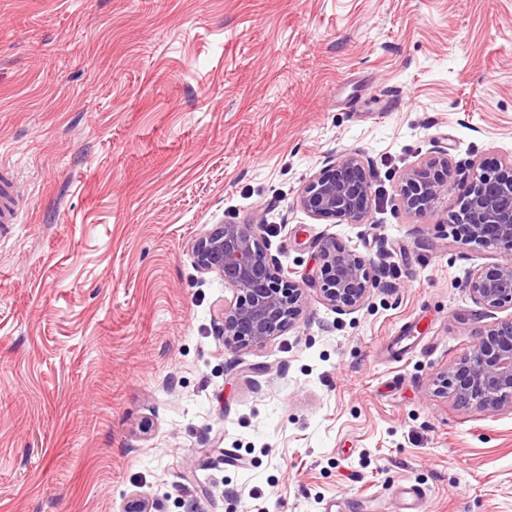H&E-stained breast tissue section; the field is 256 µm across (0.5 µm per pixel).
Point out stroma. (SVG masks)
I'll return each mask as SVG.
<instances>
[{
    "label": "stroma",
    "mask_w": 512,
    "mask_h": 512,
    "mask_svg": "<svg viewBox=\"0 0 512 512\" xmlns=\"http://www.w3.org/2000/svg\"><path fill=\"white\" fill-rule=\"evenodd\" d=\"M349 152L366 220L311 217L302 186ZM430 158L456 193L512 163V0H0V512H396L401 485L512 512V406L437 388L505 255L456 242V193L403 210ZM259 213L304 300L230 349L232 292L190 245ZM329 237L377 269L357 308L314 280ZM436 161L424 162L406 169L400 179L399 195L403 209L414 215H422L441 200L446 201L453 193L454 184L443 162L438 168ZM17 221V192L13 174L0 168V223L13 224Z\"/></svg>",
    "instance_id": "1"
}]
</instances>
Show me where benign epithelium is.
I'll return each instance as SVG.
<instances>
[{
	"instance_id": "obj_1",
	"label": "benign epithelium",
	"mask_w": 512,
	"mask_h": 512,
	"mask_svg": "<svg viewBox=\"0 0 512 512\" xmlns=\"http://www.w3.org/2000/svg\"><path fill=\"white\" fill-rule=\"evenodd\" d=\"M453 189L448 163L424 162L402 173L400 201L407 213L422 215L447 200ZM371 198L368 163L352 152L310 177L299 205L316 219L360 224ZM451 221L461 244L512 253V176L474 172ZM266 230L257 216L248 224H216L192 243L197 269L216 274L233 293L216 325L226 347L262 345L284 333L299 316L303 288L268 252ZM316 276L324 301L339 311L360 306L376 282L370 261L332 237L320 246ZM468 288L489 316L512 307V261L477 270ZM441 384L480 409L512 405V321L485 325L474 350L445 373Z\"/></svg>"
}]
</instances>
